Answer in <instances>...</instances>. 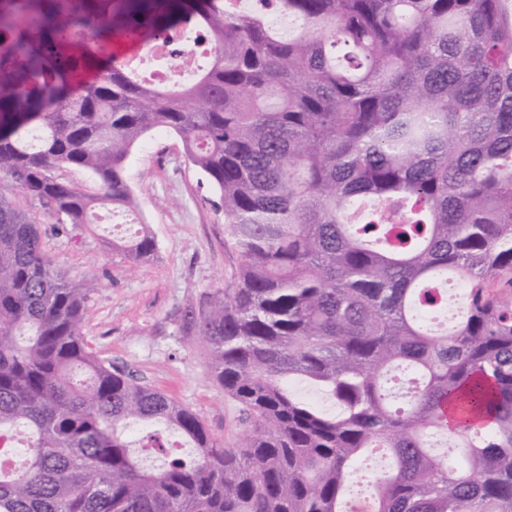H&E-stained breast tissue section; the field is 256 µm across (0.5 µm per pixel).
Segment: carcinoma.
I'll use <instances>...</instances> for the list:
<instances>
[{"instance_id": "carcinoma-1", "label": "carcinoma", "mask_w": 512, "mask_h": 512, "mask_svg": "<svg viewBox=\"0 0 512 512\" xmlns=\"http://www.w3.org/2000/svg\"><path fill=\"white\" fill-rule=\"evenodd\" d=\"M188 22L212 53L187 85L101 59ZM155 129L216 188L239 257L200 325L210 375L252 418L236 449L95 355V280L62 273L5 192L90 231L95 210L135 205L127 161ZM112 248L138 264L157 243L143 224ZM450 281L463 313L439 331ZM132 424L194 459L143 465ZM20 427L0 512H348L377 453L371 512H512V0H0L3 447Z\"/></svg>"}]
</instances>
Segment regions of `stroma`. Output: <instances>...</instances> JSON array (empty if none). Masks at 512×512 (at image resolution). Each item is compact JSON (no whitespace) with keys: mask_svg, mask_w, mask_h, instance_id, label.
<instances>
[{"mask_svg":"<svg viewBox=\"0 0 512 512\" xmlns=\"http://www.w3.org/2000/svg\"><path fill=\"white\" fill-rule=\"evenodd\" d=\"M126 175L136 217L101 214L91 235L62 232L55 212L23 191L11 196L36 215L43 248L59 268L96 279L80 326L96 355L197 413L218 446L236 447L251 418L209 374L207 347L192 320L236 272L238 256L224 244L220 197L189 162L180 138L164 130L133 148ZM140 222L154 235L157 254L136 265L110 242Z\"/></svg>","mask_w":512,"mask_h":512,"instance_id":"1","label":"stroma"}]
</instances>
